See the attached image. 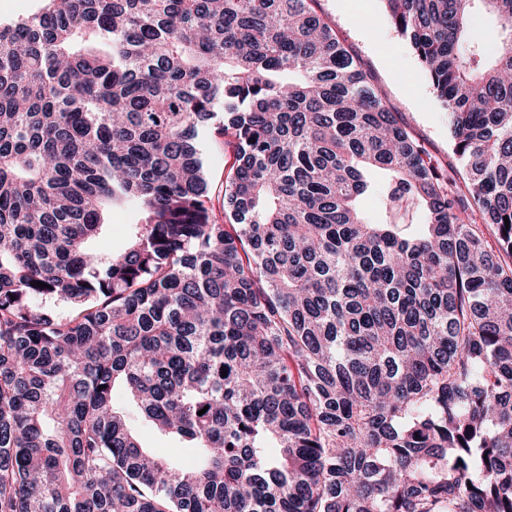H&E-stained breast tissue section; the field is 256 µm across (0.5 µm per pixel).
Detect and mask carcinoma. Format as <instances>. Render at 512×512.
Wrapping results in <instances>:
<instances>
[{
	"instance_id": "1",
	"label": "carcinoma",
	"mask_w": 512,
	"mask_h": 512,
	"mask_svg": "<svg viewBox=\"0 0 512 512\" xmlns=\"http://www.w3.org/2000/svg\"><path fill=\"white\" fill-rule=\"evenodd\" d=\"M41 2L0 21V512H512V0H384L464 191L317 0ZM208 176L211 186L212 203L216 215L224 222V182L232 164V148L222 138H208L205 146ZM134 219V212L129 205H120L112 208L111 222L112 234L111 236L99 244V248L104 252L119 251L126 238L127 224H131ZM113 402L117 408L125 409L129 413L130 423L143 444L151 448H167L168 453L178 457L186 466L193 463L192 458L179 448V444L158 437L152 428L136 412L132 411L122 390L118 389L113 393Z\"/></svg>"
}]
</instances>
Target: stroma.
Returning <instances> with one entry per match:
<instances>
[{
  "label": "stroma",
  "instance_id": "1",
  "mask_svg": "<svg viewBox=\"0 0 512 512\" xmlns=\"http://www.w3.org/2000/svg\"><path fill=\"white\" fill-rule=\"evenodd\" d=\"M361 2L354 9L347 0H318L317 11L333 26L411 136L442 163L456 166L448 114L435 98L424 68L392 27L383 0ZM205 154L212 203L219 214L232 149L223 139L213 138L207 141Z\"/></svg>",
  "mask_w": 512,
  "mask_h": 512
}]
</instances>
